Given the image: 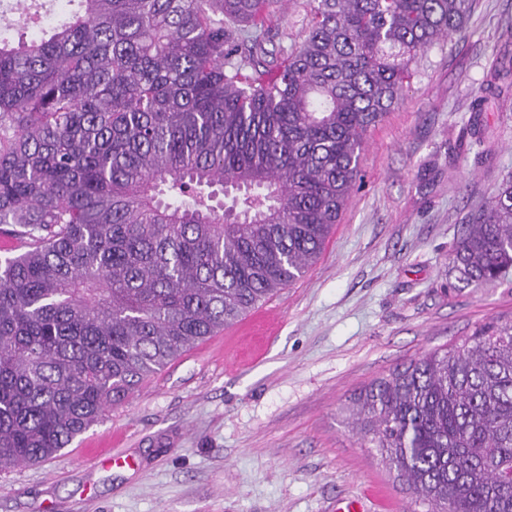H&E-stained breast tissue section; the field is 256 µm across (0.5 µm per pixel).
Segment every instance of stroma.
<instances>
[{
	"label": "stroma",
	"mask_w": 512,
	"mask_h": 512,
	"mask_svg": "<svg viewBox=\"0 0 512 512\" xmlns=\"http://www.w3.org/2000/svg\"><path fill=\"white\" fill-rule=\"evenodd\" d=\"M311 0L271 14L297 45ZM365 138L364 183L303 279L147 378L56 457L0 473V512H427L350 408L425 352L512 320V276L474 288L449 260L459 229L512 176V0L413 63ZM503 75L488 89L491 69ZM489 131L467 132L473 117Z\"/></svg>",
	"instance_id": "1"
}]
</instances>
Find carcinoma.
<instances>
[{
  "label": "carcinoma",
  "mask_w": 512,
  "mask_h": 512,
  "mask_svg": "<svg viewBox=\"0 0 512 512\" xmlns=\"http://www.w3.org/2000/svg\"><path fill=\"white\" fill-rule=\"evenodd\" d=\"M0 32V471L53 458L148 376L303 277L361 185L368 130L471 0H68ZM512 268V177L450 255ZM357 422L428 512H512V322L375 379ZM312 0H288L284 8L273 7L269 28L267 32V43L265 47L275 50L276 53L285 54L297 45L303 31L310 19Z\"/></svg>",
  "instance_id": "carcinoma-1"
}]
</instances>
